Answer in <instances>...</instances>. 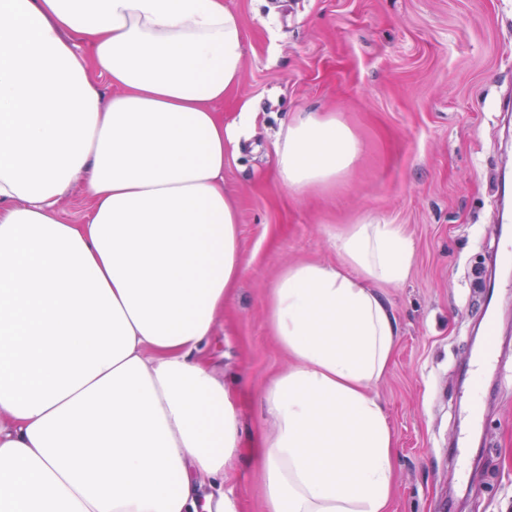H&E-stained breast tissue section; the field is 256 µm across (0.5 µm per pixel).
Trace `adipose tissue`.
Masks as SVG:
<instances>
[{"instance_id":"1","label":"adipose tissue","mask_w":512,"mask_h":512,"mask_svg":"<svg viewBox=\"0 0 512 512\" xmlns=\"http://www.w3.org/2000/svg\"><path fill=\"white\" fill-rule=\"evenodd\" d=\"M224 0H0V512H237L243 447L203 354L243 269L214 110L242 73ZM360 145L308 112L277 145L294 192ZM83 181V223L59 203ZM336 266L273 283L292 363L261 398L266 512H389L394 436L373 384L399 336L401 225H355Z\"/></svg>"}]
</instances>
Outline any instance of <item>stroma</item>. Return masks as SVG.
Masks as SVG:
<instances>
[{"label": "stroma", "mask_w": 512, "mask_h": 512, "mask_svg": "<svg viewBox=\"0 0 512 512\" xmlns=\"http://www.w3.org/2000/svg\"><path fill=\"white\" fill-rule=\"evenodd\" d=\"M239 19V83L214 109L229 126L224 183L239 216L244 272L207 350L238 394L244 438L265 414L261 393L290 360L271 335L264 298L290 265L339 260L353 225H404L408 279L379 286L399 326L375 385L396 447L391 512H512V294L496 313L502 370L484 381L486 433L463 458L462 367L473 349L474 271L495 256L493 177L512 154V0H224ZM304 112L336 117L360 144L330 185L291 192L275 146ZM237 512H263L262 476L241 451L224 482Z\"/></svg>", "instance_id": "1"}]
</instances>
